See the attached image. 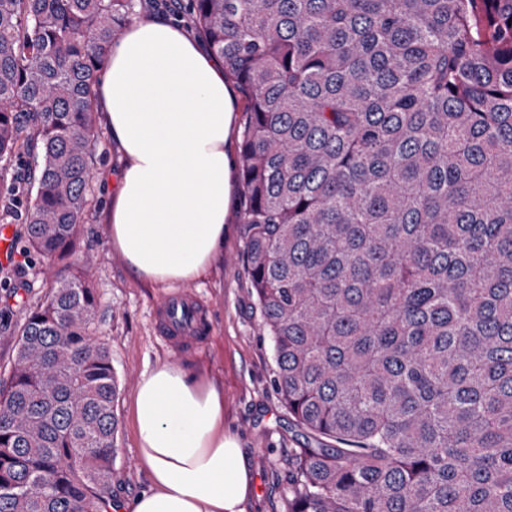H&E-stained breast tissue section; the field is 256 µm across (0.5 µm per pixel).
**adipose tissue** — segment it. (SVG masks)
Segmentation results:
<instances>
[{
    "instance_id": "adipose-tissue-1",
    "label": "adipose tissue",
    "mask_w": 512,
    "mask_h": 512,
    "mask_svg": "<svg viewBox=\"0 0 512 512\" xmlns=\"http://www.w3.org/2000/svg\"><path fill=\"white\" fill-rule=\"evenodd\" d=\"M96 94L125 157L106 211L112 246L145 282L202 277L224 249L232 196L236 104L223 60L168 19L143 18L113 43ZM131 410L149 487L123 512H246L251 475L224 431L223 389L163 362Z\"/></svg>"
}]
</instances>
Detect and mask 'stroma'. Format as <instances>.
I'll use <instances>...</instances> for the list:
<instances>
[{"mask_svg": "<svg viewBox=\"0 0 512 512\" xmlns=\"http://www.w3.org/2000/svg\"><path fill=\"white\" fill-rule=\"evenodd\" d=\"M123 164L108 131H101L91 187L94 202L76 243L78 254L89 260V279L99 297L94 334L110 350L120 382L112 495L117 500L129 498L146 487L131 400L143 374L158 362L168 361L223 386L224 429L239 439L254 481L255 493L247 512H287L292 455L304 447L307 437L289 415L274 385L276 364L243 255V192L237 188L232 194L223 253L206 275L190 283L207 303L208 342L199 352L177 355L154 330V310L168 294V287L137 279L111 247L104 219L110 191L107 177L119 175ZM18 211L13 197H0V227L12 229L14 251L25 256L19 266L0 263V315L16 327L51 288L45 263L28 250Z\"/></svg>", "mask_w": 512, "mask_h": 512, "instance_id": "stroma-1", "label": "stroma"}]
</instances>
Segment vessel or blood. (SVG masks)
I'll use <instances>...</instances> for the list:
<instances>
[{"mask_svg":"<svg viewBox=\"0 0 512 512\" xmlns=\"http://www.w3.org/2000/svg\"><path fill=\"white\" fill-rule=\"evenodd\" d=\"M203 303L190 289L172 292L155 312V325L159 335L174 353L199 349L206 345L203 333Z\"/></svg>","mask_w":512,"mask_h":512,"instance_id":"vessel-or-blood-1","label":"vessel or blood"}]
</instances>
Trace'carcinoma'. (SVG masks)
<instances>
[{"label":"carcinoma","mask_w":512,"mask_h":512,"mask_svg":"<svg viewBox=\"0 0 512 512\" xmlns=\"http://www.w3.org/2000/svg\"><path fill=\"white\" fill-rule=\"evenodd\" d=\"M248 96L243 251L313 442L288 512H512V0H190ZM135 0H0V161L28 245L93 199L96 82ZM58 274L0 389V512H104L120 382Z\"/></svg>","instance_id":"cac0c4a2"}]
</instances>
